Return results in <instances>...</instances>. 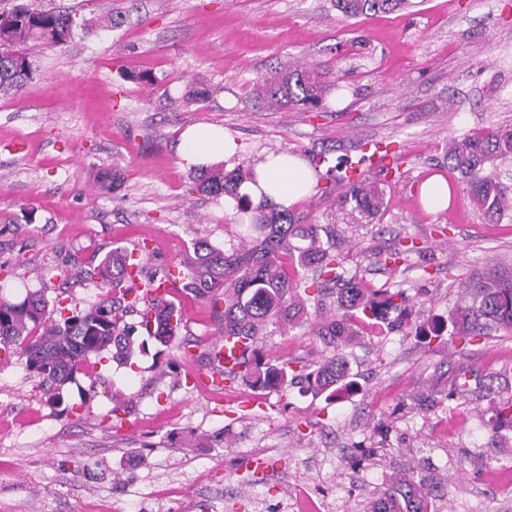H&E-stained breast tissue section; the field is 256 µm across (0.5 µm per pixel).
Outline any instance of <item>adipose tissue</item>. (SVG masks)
Returning a JSON list of instances; mask_svg holds the SVG:
<instances>
[{
    "label": "adipose tissue",
    "instance_id": "adipose-tissue-1",
    "mask_svg": "<svg viewBox=\"0 0 512 512\" xmlns=\"http://www.w3.org/2000/svg\"><path fill=\"white\" fill-rule=\"evenodd\" d=\"M237 144L223 128L211 124H195L182 131L175 144V153L183 165L189 168L209 167L233 156ZM315 180L307 163L298 156L284 154L270 160L262 168L258 185L243 184L253 203L262 198L291 206L310 195Z\"/></svg>",
    "mask_w": 512,
    "mask_h": 512
}]
</instances>
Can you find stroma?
<instances>
[{"label":"stroma","mask_w":512,"mask_h":512,"mask_svg":"<svg viewBox=\"0 0 512 512\" xmlns=\"http://www.w3.org/2000/svg\"><path fill=\"white\" fill-rule=\"evenodd\" d=\"M42 3L77 5L88 18L119 11L124 21L61 50L29 48L33 79L0 95L1 294L41 289L84 309L103 290L76 269L58 276L73 256L143 242L150 272L180 263L198 238L236 248L233 207L194 192L198 172L173 148L195 123L237 142L229 169L273 150L303 158L318 188L293 211L334 227L348 270L369 286L425 290L420 319L446 317L472 276L512 272V222L488 223L443 161L449 139L512 125V0H412L356 19L332 0ZM287 59L340 73L321 111L286 112L258 97L259 78ZM130 71L152 72L161 88ZM192 82L210 99L170 107ZM371 141L392 143L399 173L369 172L387 208L378 223L358 224L336 205L328 169L358 161ZM115 168L120 187L96 194L98 175ZM434 174L456 191L437 213L419 194ZM409 240L418 251L408 262H379ZM183 306L181 333L165 347L129 314L144 351L129 366L96 360L60 406L0 350V512H363L416 456L452 512H512V440H492L486 427L487 388L512 390V334L464 347L404 331L365 338L348 354L357 389L329 402L239 382L216 395L196 377L217 323L203 302ZM265 345L268 357L301 363L322 350L299 327ZM461 364L475 379L451 401ZM378 428L388 431L382 457L355 462ZM190 433L208 446L189 443ZM220 433L231 447L212 444Z\"/></svg>","instance_id":"35a3bbf8"}]
</instances>
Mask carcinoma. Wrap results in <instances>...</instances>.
Here are the masks:
<instances>
[{
	"mask_svg": "<svg viewBox=\"0 0 512 512\" xmlns=\"http://www.w3.org/2000/svg\"><path fill=\"white\" fill-rule=\"evenodd\" d=\"M409 0H334L335 9L346 18H358L371 12L407 8ZM13 20L0 24V94H14L33 77V63L25 68L15 66L18 57L29 58L26 48L43 46L62 48L82 32L95 28H117L122 12L101 18L79 19L70 11L18 4L0 14ZM328 71L319 63H282L259 81L260 96L270 105L305 110L321 102L326 94ZM512 156V128H497L469 133L452 139L444 155L448 170L457 173L467 189L471 204L491 224L512 214V190L499 175L487 168L496 159ZM261 157L231 170L217 163L201 171L194 191L206 196L223 195L236 202L243 213H251L252 234L228 253L199 238L192 242V253L183 260L182 277L174 290L206 303L217 319V336L242 345L233 365L224 368V380L240 378L257 391L276 390L283 393L297 387L314 398L323 394L335 397L355 388L351 368L344 350L358 343V328L370 336L386 337L403 325L427 339L449 336L468 344L492 329L512 333V278L488 272L462 285L457 300L448 312V320L412 321L413 305L406 291L398 288H367L357 275H346V256L330 242L332 232L307 217L275 204L250 209L249 197L239 193L245 182L259 185L257 165ZM342 193L338 206L349 209L358 222L371 224L380 219L386 208L385 190L368 177H338ZM120 186L119 174L104 173L95 183L100 193ZM149 254L142 243L130 250L117 246L103 256L93 254L90 279L106 290L103 298L86 309L59 306L49 308L41 291H31L16 301L0 295V347L4 352L20 351L24 365L39 378L48 400L63 401L64 387L86 372L90 356L111 355L118 363H128L145 342L133 336L125 317L138 312L140 326L146 334L167 346L180 334L183 310L172 299L157 298L151 291L170 281V268L165 267L138 287L136 278L143 271ZM308 269L317 273L314 284L293 281L288 268ZM336 286L334 312L311 318L309 290ZM58 318H53V315ZM307 326L308 333L318 337L329 354L296 370L292 362L271 359L265 354L263 339L270 326L280 332ZM452 400L467 391L469 371L458 369ZM492 415L487 426L494 439L512 431V394L488 392ZM439 498L432 493L427 479L413 469L402 472L384 487L367 506V512H442Z\"/></svg>",
	"mask_w": 512,
	"mask_h": 512,
	"instance_id": "1",
	"label": "carcinoma"
}]
</instances>
